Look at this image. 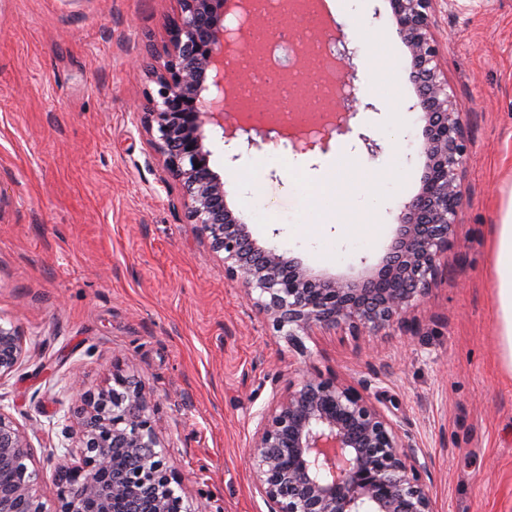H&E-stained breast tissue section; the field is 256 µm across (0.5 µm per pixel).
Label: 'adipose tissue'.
Here are the masks:
<instances>
[{
    "label": "adipose tissue",
    "mask_w": 512,
    "mask_h": 512,
    "mask_svg": "<svg viewBox=\"0 0 512 512\" xmlns=\"http://www.w3.org/2000/svg\"><path fill=\"white\" fill-rule=\"evenodd\" d=\"M269 161L280 162L275 155ZM283 165L288 184L302 203L297 236L315 242L320 228L333 225L348 241L361 243L384 231L385 190L403 177L396 161L370 170L350 156L329 166L315 181L308 178L300 164L288 161ZM493 268L499 357L505 372L512 376V196L495 229Z\"/></svg>",
    "instance_id": "1"
}]
</instances>
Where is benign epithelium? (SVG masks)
Instances as JSON below:
<instances>
[{
	"mask_svg": "<svg viewBox=\"0 0 512 512\" xmlns=\"http://www.w3.org/2000/svg\"><path fill=\"white\" fill-rule=\"evenodd\" d=\"M175 2L162 64L145 65L157 91L146 94L141 122L157 131L153 148L181 187L190 223L222 255L224 277L241 281L252 306L301 351L300 334L315 325L358 334L403 322L429 292L466 204L460 169L469 144L441 69L433 0H389L396 34L411 57L426 165L419 192L399 216L393 251L358 285L314 275L251 239L228 205L210 134L217 128L225 144L239 140L249 150L281 140L296 153L325 152L333 134L353 131L358 109H346L312 134L263 128L249 115L224 127V72L240 52L224 19L238 15L251 25L258 14L245 0ZM23 353L19 331L0 324V378L14 371ZM153 409V395L118 367L112 384L96 393L74 383L73 462L58 472L56 512H196L178 492L182 480L166 458ZM253 419L246 465L267 512H438L421 479L426 463L401 426L371 401L364 383L308 372L288 382ZM32 463L27 431L0 412V512H45Z\"/></svg>",
	"mask_w": 512,
	"mask_h": 512,
	"instance_id": "1",
	"label": "benign epithelium"
}]
</instances>
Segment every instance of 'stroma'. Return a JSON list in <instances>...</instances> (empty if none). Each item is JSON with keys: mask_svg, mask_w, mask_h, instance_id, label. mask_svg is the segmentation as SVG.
<instances>
[{"mask_svg": "<svg viewBox=\"0 0 512 512\" xmlns=\"http://www.w3.org/2000/svg\"><path fill=\"white\" fill-rule=\"evenodd\" d=\"M174 0H0V324L25 354L0 378V413L28 432L47 512L71 441V386L96 391L120 365L153 393L154 422L183 493L201 512H267L244 457L252 416L275 389L315 371L367 392L422 450L438 512H512V376L501 367L490 243L512 194V0H436L434 34L470 152L466 206L428 295L405 324L313 328L298 352L224 276L198 225L164 183L136 105L152 83L146 41L160 43ZM362 16L395 57L398 93L357 125L386 145V115L406 124L384 223L421 186V111L388 0ZM252 238L281 245L323 277L358 279L395 232L340 260L293 237L300 200L279 167L255 193L226 181ZM271 210L276 224L260 220Z\"/></svg>", "mask_w": 512, "mask_h": 512, "instance_id": "35a3bbf8", "label": "stroma"}]
</instances>
